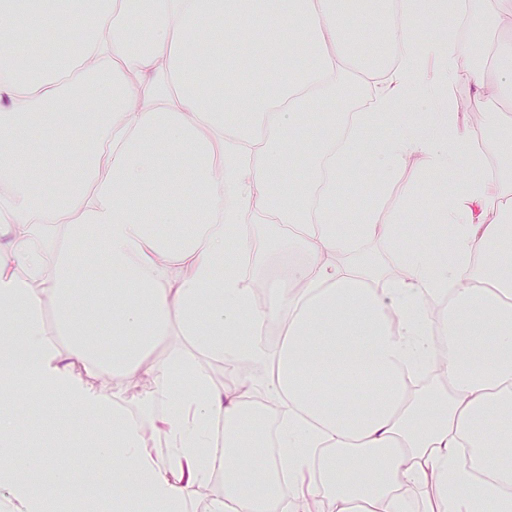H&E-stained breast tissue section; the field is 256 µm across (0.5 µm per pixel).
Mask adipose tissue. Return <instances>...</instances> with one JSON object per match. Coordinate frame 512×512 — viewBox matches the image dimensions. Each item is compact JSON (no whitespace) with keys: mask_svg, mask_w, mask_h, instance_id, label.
<instances>
[{"mask_svg":"<svg viewBox=\"0 0 512 512\" xmlns=\"http://www.w3.org/2000/svg\"><path fill=\"white\" fill-rule=\"evenodd\" d=\"M491 61L461 68L456 22L465 0H0V494L11 512H100L71 495L73 474L52 484L15 477L23 427L6 401L23 396L82 413L62 444L86 443L112 462V512H186L194 488L224 476L209 512H512V183L489 177L488 155L512 159V139L483 140L443 90L463 82L512 104V0H494ZM81 16L84 36L61 60L12 56L23 33ZM432 17L428 39L418 27ZM205 69L208 91L195 80ZM381 73L368 113L337 150L323 134H294L340 73ZM257 77L240 83L239 73ZM97 94L94 112L80 110ZM433 99L429 123L402 109ZM401 129L381 142L387 119ZM91 126L80 164L59 172L23 148L38 124ZM365 153L392 174L410 156L445 177L464 170L437 212L452 230L450 259L401 246L415 184L388 223L371 204L347 216L336 173ZM295 224L306 256L287 287L264 279L266 305L226 270L228 226L245 216ZM355 229L345 234L343 218ZM377 238L408 272L388 296L368 268L336 265L356 240ZM247 253L245 238H237ZM112 271L103 288L72 276ZM442 305L439 322L428 302ZM55 320L46 323L45 306ZM283 333L269 341V325ZM177 331L187 348L164 366L149 359ZM447 356L439 388L419 391L436 342ZM266 368L244 375L245 395L214 385L199 358ZM99 375L152 378L137 413L86 385ZM272 405L279 454L261 449L252 399ZM163 436L165 456L147 446ZM323 472L324 481L313 478Z\"/></svg>","mask_w":512,"mask_h":512,"instance_id":"obj_1","label":"adipose tissue"}]
</instances>
